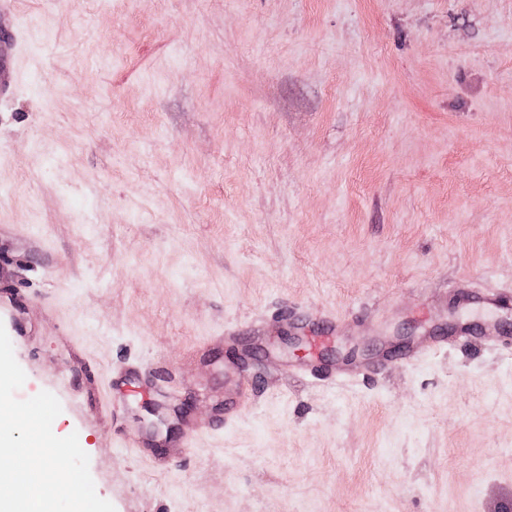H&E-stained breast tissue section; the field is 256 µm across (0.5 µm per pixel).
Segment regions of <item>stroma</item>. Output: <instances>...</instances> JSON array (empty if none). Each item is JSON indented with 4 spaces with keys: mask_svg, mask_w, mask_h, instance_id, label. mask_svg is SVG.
I'll return each instance as SVG.
<instances>
[{
    "mask_svg": "<svg viewBox=\"0 0 512 512\" xmlns=\"http://www.w3.org/2000/svg\"><path fill=\"white\" fill-rule=\"evenodd\" d=\"M0 102V324L115 512H512V345L354 386L264 338L224 399L225 325L338 318L341 355L459 323L512 336V0H18ZM46 239L50 259L31 252ZM492 288L495 308L462 287ZM158 390L123 397L112 365ZM30 46L27 31L16 18V0L0 1V100L10 98L19 86L18 63ZM117 376L112 380V389L124 391L151 392L154 389L153 375L146 365L138 362L134 365H119L115 368ZM133 386V389L130 387ZM138 389V390H136ZM229 385L224 388V409L218 415L223 417L224 427L237 421V419L248 409L250 400L247 396L248 388L251 385V378L245 374L240 367H233L228 370ZM208 425L204 426L201 422L193 417H186L182 423V434L181 439L178 442L169 443L166 448L167 451L163 455H156L153 448L155 444L153 440L141 432L127 437L125 440L124 447L135 448L136 451L142 455L150 454L156 465L164 468L171 467L180 457V448L191 443L203 434Z\"/></svg>",
    "mask_w": 512,
    "mask_h": 512,
    "instance_id": "obj_1",
    "label": "stroma"
}]
</instances>
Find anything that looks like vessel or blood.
Instances as JSON below:
<instances>
[{"label": "vessel or blood", "instance_id": "obj_1", "mask_svg": "<svg viewBox=\"0 0 512 512\" xmlns=\"http://www.w3.org/2000/svg\"><path fill=\"white\" fill-rule=\"evenodd\" d=\"M30 46L27 31L20 28L16 18V0H0V100L10 98L19 86L18 63ZM471 338L487 343L498 341L497 332L463 328L448 334L432 332L420 337L414 344L398 352L387 351L378 358L362 363L339 362L329 365L317 364L314 359H306L294 364V372L302 377L316 373H324L331 380L339 383H354L375 373L380 367L394 358H401L411 363L422 361L439 352L448 350L461 341ZM229 385L224 390V409L222 412L224 425H231L247 410L250 400L248 388L250 377L239 367L228 371ZM112 388L124 392L135 388L141 392L153 391V375L146 365L136 363L121 365L112 381ZM205 430L197 419L188 417L182 423L180 441L169 444L162 455H154L158 466L171 467L180 457L183 445L197 439Z\"/></svg>", "mask_w": 512, "mask_h": 512}]
</instances>
